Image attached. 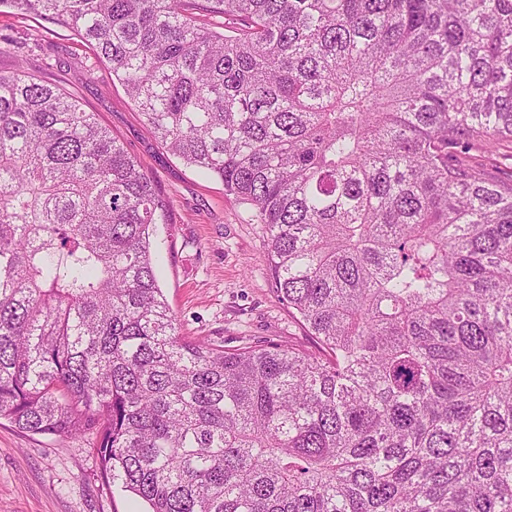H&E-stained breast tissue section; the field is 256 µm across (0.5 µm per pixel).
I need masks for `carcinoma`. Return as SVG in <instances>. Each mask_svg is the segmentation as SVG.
Segmentation results:
<instances>
[{
  "label": "carcinoma",
  "mask_w": 512,
  "mask_h": 512,
  "mask_svg": "<svg viewBox=\"0 0 512 512\" xmlns=\"http://www.w3.org/2000/svg\"><path fill=\"white\" fill-rule=\"evenodd\" d=\"M68 28L265 225L314 349L179 336L169 206L74 94L0 73V419L93 430L147 512H512V0H0ZM224 16V30L195 11ZM512 149L506 142L490 145L478 151L471 152L468 160L475 165L483 166L488 172L497 175L499 172H508L512 167V160H506L505 155L510 154Z\"/></svg>",
  "instance_id": "obj_1"
}]
</instances>
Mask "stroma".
<instances>
[{
  "mask_svg": "<svg viewBox=\"0 0 512 512\" xmlns=\"http://www.w3.org/2000/svg\"><path fill=\"white\" fill-rule=\"evenodd\" d=\"M26 58L30 73L73 91L153 179L171 209L155 227L159 284L188 340L310 348L301 323L273 285L264 225L162 148L144 127L123 86L67 29L0 13V73ZM145 503L107 485L89 435L59 440L0 420V512H144Z\"/></svg>",
  "mask_w": 512,
  "mask_h": 512,
  "instance_id": "35a3bbf8",
  "label": "stroma"
}]
</instances>
